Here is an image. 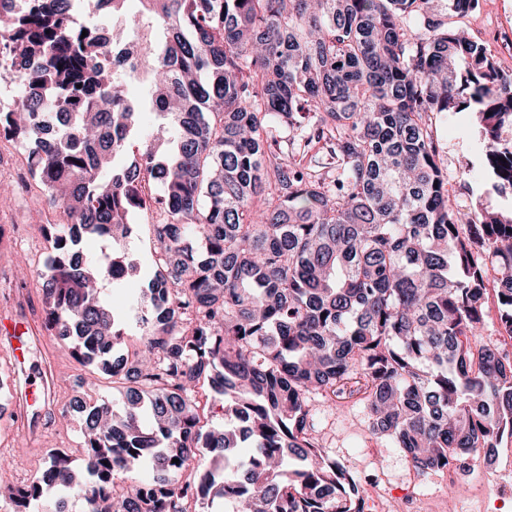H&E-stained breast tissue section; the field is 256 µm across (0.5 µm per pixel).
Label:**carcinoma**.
Wrapping results in <instances>:
<instances>
[{"label": "carcinoma", "instance_id": "obj_1", "mask_svg": "<svg viewBox=\"0 0 512 512\" xmlns=\"http://www.w3.org/2000/svg\"><path fill=\"white\" fill-rule=\"evenodd\" d=\"M73 2L0 0V60L28 72L0 138L26 142L67 216L44 227L45 327L122 402L81 406L80 468L50 449L10 489L17 512H65L73 489L86 512H363L308 404L354 377L372 432L421 475L512 435V358L478 337L488 262L512 337V209L451 208L426 122L472 113L485 174L512 193V77L454 25L477 0H97L106 32L70 27ZM148 105L162 124L141 140ZM149 210L155 269L80 249ZM115 266L146 282L128 313L104 293ZM204 385L232 426L205 427Z\"/></svg>", "mask_w": 512, "mask_h": 512}]
</instances>
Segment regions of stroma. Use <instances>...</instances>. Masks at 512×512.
<instances>
[{"instance_id":"obj_1","label":"stroma","mask_w":512,"mask_h":512,"mask_svg":"<svg viewBox=\"0 0 512 512\" xmlns=\"http://www.w3.org/2000/svg\"><path fill=\"white\" fill-rule=\"evenodd\" d=\"M461 25L474 41L487 47L497 65L512 75V0H480L478 10ZM437 129L442 167L448 177L452 208L471 216L481 208L507 209L512 197L496 193L484 183L480 164L484 144L473 115L460 113L433 121ZM26 148L15 140H0V188L10 192L0 207V317L26 326L32 338L29 361L54 375V423L27 432L26 413L39 401L19 407L14 398L17 369L8 341L0 340V512H14L3 492L32 480L43 465L48 448L69 449L80 458L84 435L79 413L70 403L76 395L109 405L120 395L111 381L89 386L87 367L61 351L55 336L44 328V302L38 273L46 258L43 227L65 220L62 209L42 203L40 183L31 175ZM315 435L320 448L361 479L379 501L378 512H512V438L504 437L485 468L482 484L473 490L451 492L448 471L415 479L400 449L374 435L363 405L351 399L316 397Z\"/></svg>"}]
</instances>
